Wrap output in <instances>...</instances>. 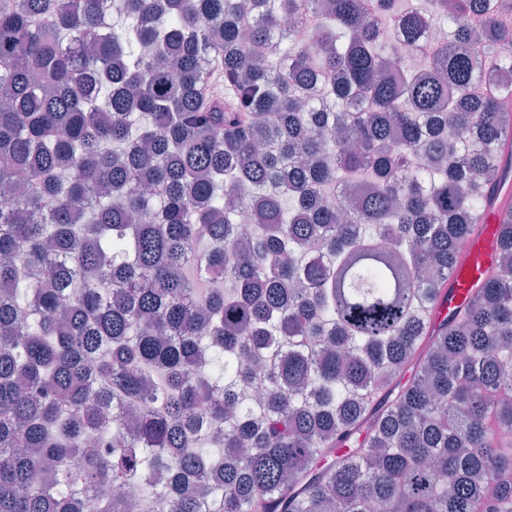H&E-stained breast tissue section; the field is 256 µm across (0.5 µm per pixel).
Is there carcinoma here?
Masks as SVG:
<instances>
[{"label": "carcinoma", "mask_w": 512, "mask_h": 512, "mask_svg": "<svg viewBox=\"0 0 512 512\" xmlns=\"http://www.w3.org/2000/svg\"><path fill=\"white\" fill-rule=\"evenodd\" d=\"M426 4L0 0V512H512V0ZM403 41L395 38L387 46L385 54L391 55L393 60L398 63L404 70L413 71L421 67L422 62L419 54L414 51H408L403 48ZM512 222V212L502 207L487 209L477 217V230L462 248L458 265L439 294L434 319L439 323L460 309L477 288L480 270L488 267L497 243L499 224Z\"/></svg>", "instance_id": "1"}]
</instances>
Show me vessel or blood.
<instances>
[{"label":"vessel or blood","instance_id":"vessel-or-blood-1","mask_svg":"<svg viewBox=\"0 0 512 512\" xmlns=\"http://www.w3.org/2000/svg\"><path fill=\"white\" fill-rule=\"evenodd\" d=\"M512 222V212L495 207L477 218V230L462 248L458 265L450 272L448 282L439 295L435 320H442L460 309L478 285L480 271L488 267L497 243L500 225Z\"/></svg>","mask_w":512,"mask_h":512}]
</instances>
